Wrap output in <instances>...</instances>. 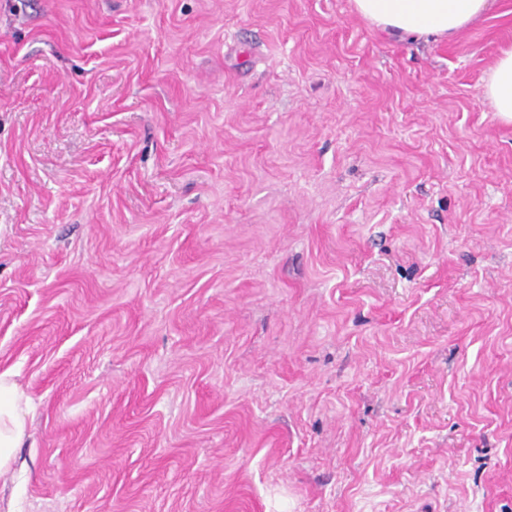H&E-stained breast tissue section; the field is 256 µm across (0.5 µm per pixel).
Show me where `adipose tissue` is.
<instances>
[{"label":"adipose tissue","instance_id":"1","mask_svg":"<svg viewBox=\"0 0 512 512\" xmlns=\"http://www.w3.org/2000/svg\"><path fill=\"white\" fill-rule=\"evenodd\" d=\"M359 16L394 35L450 37L480 18L489 0H353ZM484 93L494 111L512 120V49L488 73ZM30 401L10 373L0 374V474L10 471L26 436Z\"/></svg>","mask_w":512,"mask_h":512}]
</instances>
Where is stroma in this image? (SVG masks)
I'll list each match as a JSON object with an SVG mask.
<instances>
[{"mask_svg":"<svg viewBox=\"0 0 512 512\" xmlns=\"http://www.w3.org/2000/svg\"><path fill=\"white\" fill-rule=\"evenodd\" d=\"M512 0H0V512H512ZM490 0H353L371 25L394 35L450 37L480 18ZM484 93L494 112L512 120V49L504 50L495 67L488 73ZM30 400L25 398L8 372L0 374V475L10 471L15 449L27 436L25 416Z\"/></svg>","mask_w":512,"mask_h":512,"instance_id":"obj_1","label":"stroma"}]
</instances>
